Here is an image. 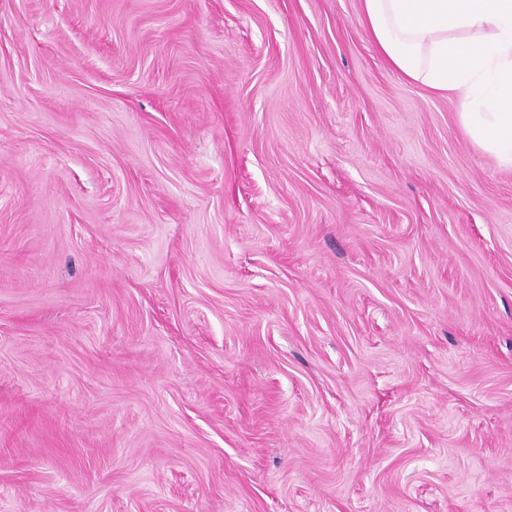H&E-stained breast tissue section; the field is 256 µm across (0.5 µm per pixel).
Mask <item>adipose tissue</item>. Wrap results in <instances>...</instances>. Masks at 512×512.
Returning <instances> with one entry per match:
<instances>
[{"instance_id":"adipose-tissue-1","label":"adipose tissue","mask_w":512,"mask_h":512,"mask_svg":"<svg viewBox=\"0 0 512 512\" xmlns=\"http://www.w3.org/2000/svg\"><path fill=\"white\" fill-rule=\"evenodd\" d=\"M359 23L403 77L458 95L465 134L512 167V0H360Z\"/></svg>"}]
</instances>
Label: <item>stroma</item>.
Listing matches in <instances>:
<instances>
[{
    "instance_id": "obj_1",
    "label": "stroma",
    "mask_w": 512,
    "mask_h": 512,
    "mask_svg": "<svg viewBox=\"0 0 512 512\" xmlns=\"http://www.w3.org/2000/svg\"><path fill=\"white\" fill-rule=\"evenodd\" d=\"M359 0H0V512H512V168Z\"/></svg>"
}]
</instances>
